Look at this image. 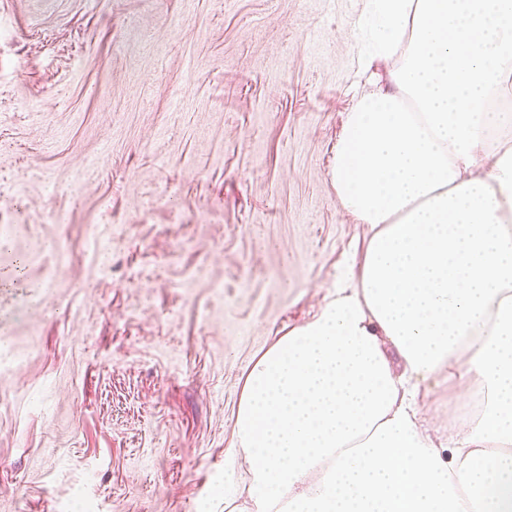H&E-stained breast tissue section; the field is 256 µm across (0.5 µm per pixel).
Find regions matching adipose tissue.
Wrapping results in <instances>:
<instances>
[{
	"label": "adipose tissue",
	"mask_w": 512,
	"mask_h": 512,
	"mask_svg": "<svg viewBox=\"0 0 512 512\" xmlns=\"http://www.w3.org/2000/svg\"><path fill=\"white\" fill-rule=\"evenodd\" d=\"M362 2V68L401 62L355 96L331 177L371 234L247 374L234 451L256 512H512V0ZM437 377L482 395L444 444ZM439 379L431 380L427 386L430 396L425 400L422 424L429 434L441 440L448 439V411L461 420H467L475 410L476 394L456 400H448V385H438Z\"/></svg>",
	"instance_id": "ef3b65f1"
}]
</instances>
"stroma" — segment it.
Wrapping results in <instances>:
<instances>
[{"instance_id": "obj_1", "label": "stroma", "mask_w": 512, "mask_h": 512, "mask_svg": "<svg viewBox=\"0 0 512 512\" xmlns=\"http://www.w3.org/2000/svg\"><path fill=\"white\" fill-rule=\"evenodd\" d=\"M362 0H0V512H253L248 371L369 236ZM448 437L473 397L429 382Z\"/></svg>"}]
</instances>
